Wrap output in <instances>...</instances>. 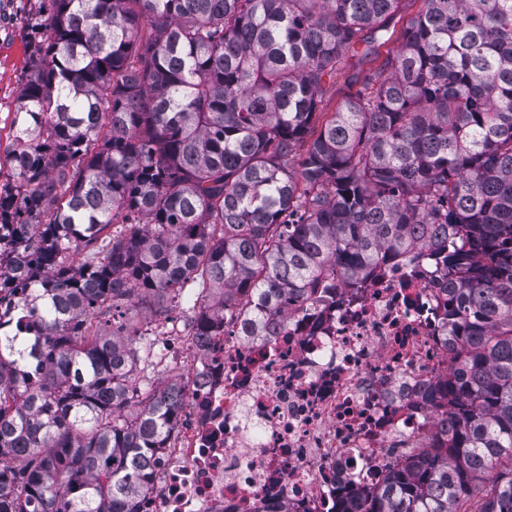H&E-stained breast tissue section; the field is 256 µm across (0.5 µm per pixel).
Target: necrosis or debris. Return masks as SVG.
<instances>
[{"label": "necrosis or debris", "instance_id": "obj_1", "mask_svg": "<svg viewBox=\"0 0 512 512\" xmlns=\"http://www.w3.org/2000/svg\"><path fill=\"white\" fill-rule=\"evenodd\" d=\"M443 313L425 255L312 294L265 336L158 325L152 368L175 372L181 409L140 512H335L382 485L397 449L439 445L429 401L453 356Z\"/></svg>", "mask_w": 512, "mask_h": 512}]
</instances>
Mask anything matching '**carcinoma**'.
Segmentation results:
<instances>
[{
	"instance_id": "1",
	"label": "carcinoma",
	"mask_w": 512,
	"mask_h": 512,
	"mask_svg": "<svg viewBox=\"0 0 512 512\" xmlns=\"http://www.w3.org/2000/svg\"><path fill=\"white\" fill-rule=\"evenodd\" d=\"M399 2L40 0L0 185V292L29 318L0 335V512H138L153 490L178 403L135 376L151 346L126 312L191 284L197 335L262 336L422 250L457 348L446 447L338 512H512V0H420L322 119ZM393 44L388 45L380 49L381 56L375 62H364L357 68L359 71L358 80L351 78V75L356 72L352 69L336 75V80L332 81L328 87V91L322 99L320 110L321 112H328L324 118L332 115V112H336L337 108L348 98L355 97L358 92L365 94L366 91L363 88V77L369 73L371 67H377L382 60L386 57V51L392 48Z\"/></svg>"
}]
</instances>
